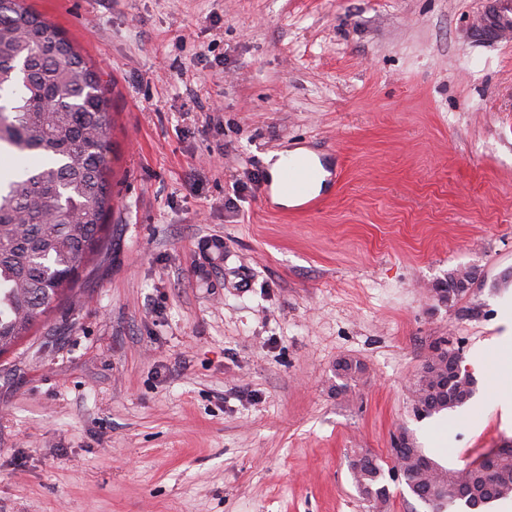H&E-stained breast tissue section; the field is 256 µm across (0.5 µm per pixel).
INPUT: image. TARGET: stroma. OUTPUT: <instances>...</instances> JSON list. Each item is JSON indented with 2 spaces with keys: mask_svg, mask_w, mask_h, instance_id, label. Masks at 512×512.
Segmentation results:
<instances>
[{
  "mask_svg": "<svg viewBox=\"0 0 512 512\" xmlns=\"http://www.w3.org/2000/svg\"><path fill=\"white\" fill-rule=\"evenodd\" d=\"M26 3L101 70L112 209L75 301L0 354V512H373L354 459L512 442V43L475 40L486 0ZM297 147L341 173L303 213L260 191ZM456 270L473 290L434 296ZM443 344L479 392L421 419ZM511 355H512V336H509L506 333L500 340L499 346V356H498V366L496 369L497 373L500 375L509 377V384L507 387L503 389H499L498 403L501 407L503 415L505 417H511L512 415V365H511Z\"/></svg>",
  "mask_w": 512,
  "mask_h": 512,
  "instance_id": "35a3bbf8",
  "label": "stroma"
}]
</instances>
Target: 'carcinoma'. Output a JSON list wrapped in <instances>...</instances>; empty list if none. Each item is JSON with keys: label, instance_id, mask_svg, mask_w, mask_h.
Listing matches in <instances>:
<instances>
[{"label": "carcinoma", "instance_id": "obj_1", "mask_svg": "<svg viewBox=\"0 0 512 512\" xmlns=\"http://www.w3.org/2000/svg\"><path fill=\"white\" fill-rule=\"evenodd\" d=\"M111 124L106 90L95 69L57 26L25 0H0V157L24 158L16 173L0 169V353L28 335L77 285L91 257L105 246L111 209L108 175ZM460 350L439 349L419 398L425 416L459 407L476 390L459 368ZM412 493L458 503L473 512L512 496V450L488 476L472 461L435 465L433 477L408 468ZM383 467L374 458L355 472L359 492L384 501Z\"/></svg>", "mask_w": 512, "mask_h": 512}]
</instances>
